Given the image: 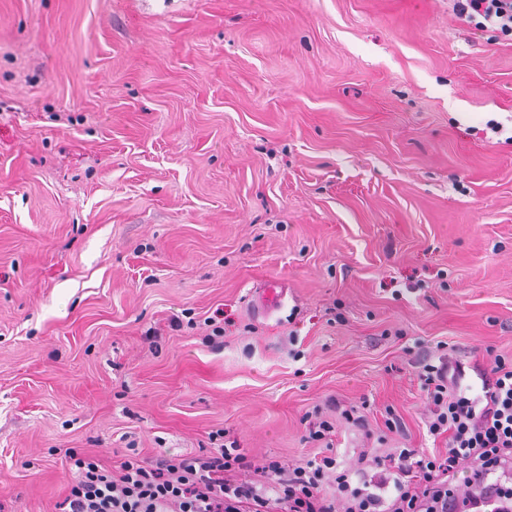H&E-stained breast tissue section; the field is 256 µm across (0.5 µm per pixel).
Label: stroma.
Segmentation results:
<instances>
[{
  "instance_id": "obj_1",
  "label": "stroma",
  "mask_w": 512,
  "mask_h": 512,
  "mask_svg": "<svg viewBox=\"0 0 512 512\" xmlns=\"http://www.w3.org/2000/svg\"><path fill=\"white\" fill-rule=\"evenodd\" d=\"M439 346L512 354V35L450 0H0V512H61L72 452L295 464L331 398L368 422L330 413L342 465L432 452Z\"/></svg>"
}]
</instances>
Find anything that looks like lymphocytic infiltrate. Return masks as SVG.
Here are the masks:
<instances>
[{"label":"lymphocytic infiltrate","mask_w":512,"mask_h":512,"mask_svg":"<svg viewBox=\"0 0 512 512\" xmlns=\"http://www.w3.org/2000/svg\"><path fill=\"white\" fill-rule=\"evenodd\" d=\"M454 12L476 29L512 33V0H455ZM465 375L444 354L419 363L426 426L446 439L432 454L363 449L354 468L343 469L331 444L335 427L319 418L309 437L322 449L293 466L274 456L254 464L234 441L175 461L132 452L108 468L75 458L79 475L64 504L67 512H512V358L495 356L478 371L479 394L462 387ZM249 471L253 481L239 480ZM458 477L464 490L449 498Z\"/></svg>","instance_id":"1"}]
</instances>
